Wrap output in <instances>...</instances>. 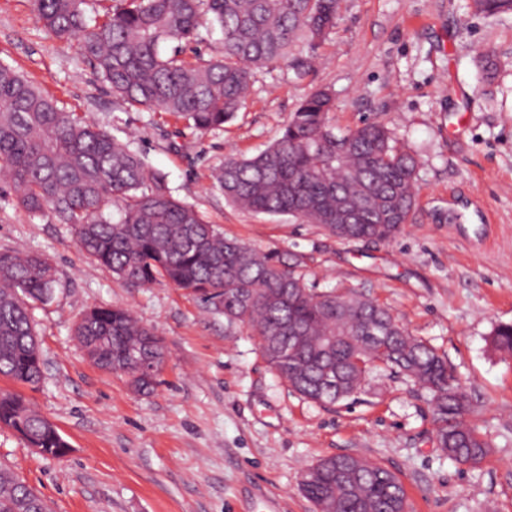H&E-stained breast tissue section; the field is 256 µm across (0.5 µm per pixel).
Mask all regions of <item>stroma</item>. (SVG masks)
<instances>
[{
	"instance_id": "stroma-1",
	"label": "stroma",
	"mask_w": 512,
	"mask_h": 512,
	"mask_svg": "<svg viewBox=\"0 0 512 512\" xmlns=\"http://www.w3.org/2000/svg\"><path fill=\"white\" fill-rule=\"evenodd\" d=\"M482 51L499 62L489 82ZM317 55L301 82L259 71L235 118L199 132L157 108L116 105L76 41L37 24L30 0H0V62L129 143L225 235L301 256L318 289L388 307L447 357L489 455L475 468L448 459L423 395L401 378L373 375L331 407L307 402L271 371L249 326L172 284L116 280L68 225L29 212L0 183V251L44 254L57 275L53 299L33 309L43 380L31 388L0 377V393L22 392L70 446L46 458L1 428L0 464L52 512H313L302 474L341 454L396 473L407 512H512V354L491 343L497 325L512 323V15L475 14L470 0H342ZM317 89L331 92L338 129L384 122L416 158V205L394 239L340 240L236 208L213 185L214 167L264 150ZM110 305L163 341L150 393L93 365L72 334L83 310Z\"/></svg>"
}]
</instances>
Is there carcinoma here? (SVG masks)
Listing matches in <instances>:
<instances>
[{"instance_id":"obj_1","label":"carcinoma","mask_w":512,"mask_h":512,"mask_svg":"<svg viewBox=\"0 0 512 512\" xmlns=\"http://www.w3.org/2000/svg\"><path fill=\"white\" fill-rule=\"evenodd\" d=\"M31 0L36 22L79 53L128 107L159 108L206 132L224 126L246 102L254 70L278 62L293 81L313 69L318 48L336 27L341 0ZM487 17L512 14V0H472ZM218 30L217 57L183 58L201 30ZM333 100L305 98L280 136L252 157L229 156L212 169L231 204L320 225L341 240L388 241L415 206L418 162L394 144L392 131L365 120L336 132ZM0 177L18 204L68 225L80 250L132 287L166 281L193 294L228 322L247 324L261 352L289 388L334 405L362 390L366 376L387 371L418 387L448 458L479 464L490 445L464 419L465 398L447 358L411 335L389 311L360 294L319 291L299 259L261 251L204 219L172 196L165 176L143 156L76 112H66L24 75L0 63ZM55 269L41 255L0 252V377L36 386L42 358L33 304L49 302ZM102 368L129 371L127 356L164 354L153 329L127 310L98 306L74 327ZM494 345L512 354V323L496 327ZM0 427L19 433L42 455L61 458L68 444L56 426L18 394L0 395ZM301 488L322 512H405L400 479L351 455L324 458ZM0 512H48L33 488L0 464Z\"/></svg>"}]
</instances>
